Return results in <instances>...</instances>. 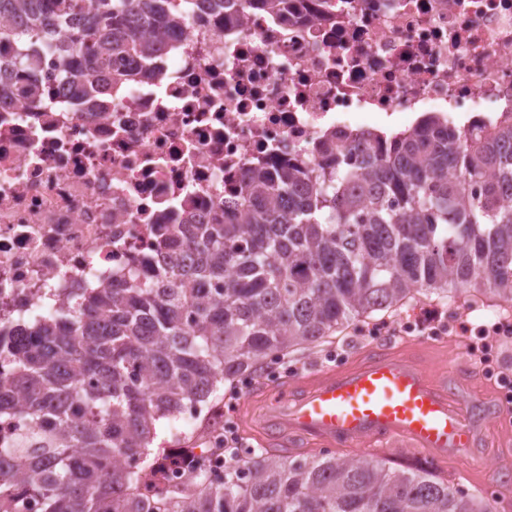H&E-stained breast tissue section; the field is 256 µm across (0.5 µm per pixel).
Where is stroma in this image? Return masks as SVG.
Wrapping results in <instances>:
<instances>
[{
	"instance_id": "stroma-1",
	"label": "stroma",
	"mask_w": 512,
	"mask_h": 512,
	"mask_svg": "<svg viewBox=\"0 0 512 512\" xmlns=\"http://www.w3.org/2000/svg\"><path fill=\"white\" fill-rule=\"evenodd\" d=\"M432 308L440 309L452 327L462 320L476 326L501 319L512 322V302L476 298L467 292L442 300L418 294L401 307L373 313L366 321L345 327L337 332L333 342L313 350L299 351L289 356L287 361L274 364L261 380L251 379L238 384L234 391H222L221 405L225 411H237L242 400L256 385L280 386L289 378L309 376L319 366L344 369L375 348H390L401 353L409 348L416 349L425 367L446 369L453 379L473 373L476 378L474 392L487 401H496L503 389V376L512 377V351L492 348L487 352L488 366L474 362L466 367L461 366L459 354L468 349L470 337L454 334L421 336L406 330V323L415 321ZM508 439L512 440V430L488 431L487 443L479 461L470 467L464 466L460 459L441 458L413 448L402 450L379 445L373 454L391 465L405 455L427 460L450 486L478 498L495 497L497 512H512V495L497 494L492 490L493 484L502 477H512V449L504 447Z\"/></svg>"
}]
</instances>
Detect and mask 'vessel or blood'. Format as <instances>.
I'll list each match as a JSON object with an SVG mask.
<instances>
[{
	"mask_svg": "<svg viewBox=\"0 0 512 512\" xmlns=\"http://www.w3.org/2000/svg\"><path fill=\"white\" fill-rule=\"evenodd\" d=\"M244 425L266 448L379 441L463 459L480 442L478 422L451 398L442 371L385 349L309 382L260 387L248 399Z\"/></svg>",
	"mask_w": 512,
	"mask_h": 512,
	"instance_id": "vessel-or-blood-1",
	"label": "vessel or blood"
}]
</instances>
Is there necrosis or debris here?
Masks as SVG:
<instances>
[{"label":"necrosis or debris","mask_w":512,"mask_h":512,"mask_svg":"<svg viewBox=\"0 0 512 512\" xmlns=\"http://www.w3.org/2000/svg\"><path fill=\"white\" fill-rule=\"evenodd\" d=\"M150 65L92 102L44 54L0 99V325L68 307L81 288L152 277L162 224H209L250 173L308 171L342 134L386 151L426 116L460 135L512 113V0H230L160 36ZM38 76L47 102L19 87ZM183 409L178 429L223 472Z\"/></svg>","instance_id":"necrosis-or-debris-1"}]
</instances>
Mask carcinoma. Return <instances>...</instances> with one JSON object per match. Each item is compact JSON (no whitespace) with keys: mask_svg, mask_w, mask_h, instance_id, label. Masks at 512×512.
<instances>
[{"mask_svg":"<svg viewBox=\"0 0 512 512\" xmlns=\"http://www.w3.org/2000/svg\"><path fill=\"white\" fill-rule=\"evenodd\" d=\"M190 2L0 0V43L19 44L16 66L57 54L63 78L88 59L77 78L101 97L96 72L117 56L152 58L157 25L180 24ZM322 156L309 172H254L245 222L198 225L168 271L85 288L68 309L21 323L0 416L32 430L0 445V512L28 497L40 512H496L430 465L393 472L373 455L247 450L216 478L165 450L148 460L159 419L415 292L512 301L511 119L465 142L428 117L383 157L345 136Z\"/></svg>","mask_w":512,"mask_h":512,"instance_id":"1","label":"carcinoma"}]
</instances>
